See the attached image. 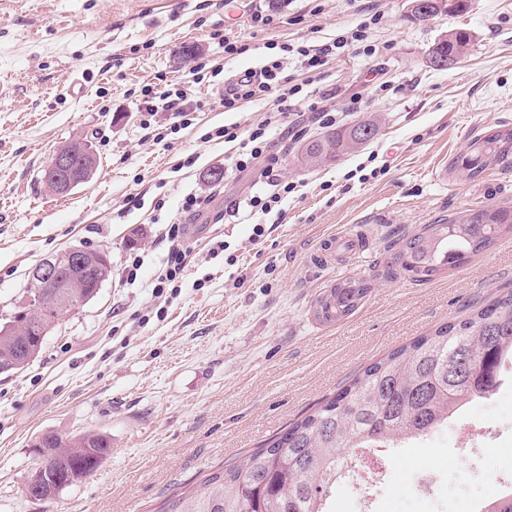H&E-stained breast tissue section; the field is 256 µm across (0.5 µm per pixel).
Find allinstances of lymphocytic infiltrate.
Returning a JSON list of instances; mask_svg holds the SVG:
<instances>
[{"mask_svg": "<svg viewBox=\"0 0 512 512\" xmlns=\"http://www.w3.org/2000/svg\"><path fill=\"white\" fill-rule=\"evenodd\" d=\"M367 25L359 23L351 30L349 36H341L332 43L323 45H281L278 50L269 52L258 70L247 71L224 86V109L234 111L244 103L254 100L268 99L275 106L269 117L259 121L249 130H240L238 125L218 128L214 131L215 139L227 142H238L239 150L235 159V169L239 172L263 166L265 177L271 178L272 191L251 196L248 205L261 214L268 215L279 212L281 203L288 194L293 192L294 185L276 175L270 161V142L267 131L271 125L285 124L288 110L297 103L303 90L302 85L291 83L286 70L289 65H296L300 70L318 76L336 50L363 42ZM142 111L169 112L177 119L179 125L185 126L195 110L182 89H168L159 93L145 90L140 102Z\"/></svg>", "mask_w": 512, "mask_h": 512, "instance_id": "f902f5d3", "label": "lymphocytic infiltrate"}]
</instances>
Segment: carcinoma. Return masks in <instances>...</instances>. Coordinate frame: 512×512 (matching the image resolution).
<instances>
[{"instance_id":"obj_1","label":"carcinoma","mask_w":512,"mask_h":512,"mask_svg":"<svg viewBox=\"0 0 512 512\" xmlns=\"http://www.w3.org/2000/svg\"><path fill=\"white\" fill-rule=\"evenodd\" d=\"M470 42L467 30H454L430 54H464ZM377 131L371 121L327 131L307 144L306 162L319 166L338 161ZM454 167L472 179L493 167L512 170V129L475 136ZM506 230L512 231L511 208L480 205L442 218L403 239L384 269L385 278L429 281L446 266L465 263ZM79 274L85 287L72 296L74 312L84 305L98 276H111L112 265L104 262L85 273L73 261L61 271L64 279ZM369 289L358 278L336 282L317 299L316 318L326 324L339 321ZM38 343L35 336L0 335V365L18 360ZM507 357L512 358V291L368 365L285 432L207 478L192 495L175 500L168 512H324L343 454L354 448H396L442 425L466 404L490 398ZM34 448L53 458L39 473L41 498L46 499L95 472L112 453V440L101 432L69 439L46 432ZM480 512H512V487L487 501Z\"/></svg>"}]
</instances>
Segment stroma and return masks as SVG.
I'll use <instances>...</instances> for the list:
<instances>
[{
	"mask_svg": "<svg viewBox=\"0 0 512 512\" xmlns=\"http://www.w3.org/2000/svg\"><path fill=\"white\" fill-rule=\"evenodd\" d=\"M0 0V325L22 304L29 272L69 247L108 251L112 274L98 293L50 328L38 356L0 374V512H163L213 472L242 459L288 424L334 396L363 369L470 306L512 290V234L502 233L434 280H384L380 272L402 238L475 205L512 206V171L471 179L453 159L471 139L512 128V0H470L424 22L405 0ZM273 15L267 26L251 17ZM369 20L364 43L337 50L303 85L306 103L287 126H273L278 175L295 185L281 219L251 213L247 196L265 193L261 170L238 173L235 144L206 140L215 128L247 126L271 111L250 102L225 111L223 88L197 81L204 58L231 77L261 65L267 43L321 45ZM467 54L444 70L430 48L456 29ZM228 33L237 54L211 40ZM372 53H364V45ZM194 46L193 57L181 49ZM178 85L197 106L189 126L171 132V113L138 109L144 86ZM333 99L340 122L374 121L376 137L339 161L316 167L304 146L324 133L310 105ZM90 141L100 157L93 177L64 196L48 192L43 168L56 149ZM379 169L359 180L358 166ZM221 168V183L209 173ZM208 197L185 217L188 194ZM189 220L180 278L155 292L169 223ZM266 235L252 243V228ZM373 232L369 250L340 246L334 265L310 266L326 234ZM143 264L136 281L125 269ZM371 290L349 316L319 324L313 304L339 278ZM468 418L497 426L489 459L469 455L456 426L407 448H392L389 479L362 474L363 492L341 487L330 512H468L469 501L512 465V362ZM52 431H102L112 453L80 483L48 500L31 499L32 445ZM433 471L439 493L421 499L418 476Z\"/></svg>",
	"mask_w": 512,
	"mask_h": 512,
	"instance_id": "1",
	"label": "stroma"
}]
</instances>
